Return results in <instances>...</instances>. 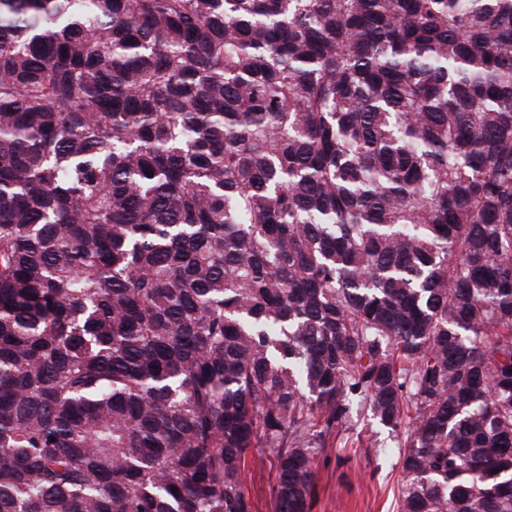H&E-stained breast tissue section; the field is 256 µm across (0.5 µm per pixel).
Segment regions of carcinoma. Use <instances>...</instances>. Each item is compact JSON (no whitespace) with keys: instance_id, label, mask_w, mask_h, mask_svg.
<instances>
[{"instance_id":"cac0c4a2","label":"carcinoma","mask_w":512,"mask_h":512,"mask_svg":"<svg viewBox=\"0 0 512 512\" xmlns=\"http://www.w3.org/2000/svg\"><path fill=\"white\" fill-rule=\"evenodd\" d=\"M512 512V0H0V512ZM396 433L358 411L315 462L310 512H399ZM255 467L247 476V487L256 498L257 512H275L274 503L270 496L271 486L274 484V470L268 461L262 459L258 452H255Z\"/></svg>"}]
</instances>
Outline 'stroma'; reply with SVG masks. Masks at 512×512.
<instances>
[{"mask_svg": "<svg viewBox=\"0 0 512 512\" xmlns=\"http://www.w3.org/2000/svg\"><path fill=\"white\" fill-rule=\"evenodd\" d=\"M315 471L311 512H398L397 439L367 413L352 417Z\"/></svg>", "mask_w": 512, "mask_h": 512, "instance_id": "obj_1", "label": "stroma"}]
</instances>
